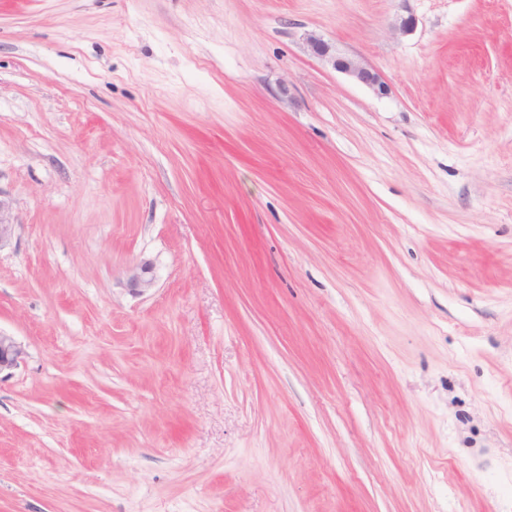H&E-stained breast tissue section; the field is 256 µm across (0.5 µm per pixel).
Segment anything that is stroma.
<instances>
[{
	"label": "stroma",
	"instance_id": "stroma-1",
	"mask_svg": "<svg viewBox=\"0 0 512 512\" xmlns=\"http://www.w3.org/2000/svg\"><path fill=\"white\" fill-rule=\"evenodd\" d=\"M0 203V512H512V0H0ZM309 43L311 51L319 58L328 59L336 71L369 87L377 94H386L387 86L381 76L356 57L336 53V50L333 51L332 46L321 38L311 36ZM154 268L149 261H140L126 273L127 287L134 293H143L154 286ZM26 357L25 348L16 338L0 331V377L18 367Z\"/></svg>",
	"mask_w": 512,
	"mask_h": 512
}]
</instances>
